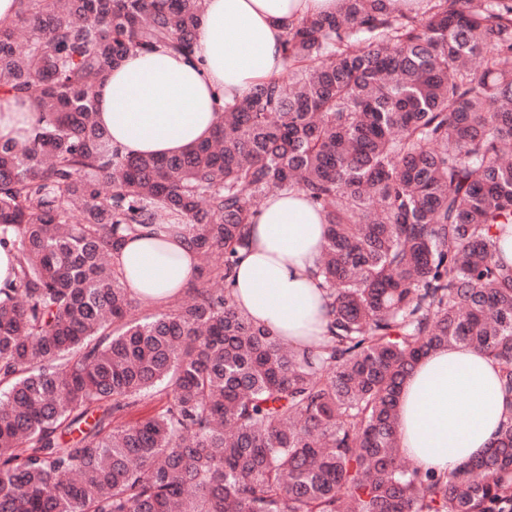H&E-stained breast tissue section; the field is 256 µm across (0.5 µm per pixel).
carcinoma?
Masks as SVG:
<instances>
[{
  "label": "carcinoma",
  "mask_w": 512,
  "mask_h": 512,
  "mask_svg": "<svg viewBox=\"0 0 512 512\" xmlns=\"http://www.w3.org/2000/svg\"><path fill=\"white\" fill-rule=\"evenodd\" d=\"M18 2L0 94L39 120L0 141V244L17 252L0 512H512V413L442 474L400 463L396 429L405 378L450 344L492 357L512 400V0H341L286 31L289 82H257L208 140L162 158L112 146L93 87L135 49L191 53L202 0ZM283 188L327 220L332 321L302 352L209 287ZM180 220L205 283L143 315L109 259Z\"/></svg>",
  "instance_id": "carcinoma-1"
}]
</instances>
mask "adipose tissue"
<instances>
[{"mask_svg": "<svg viewBox=\"0 0 512 512\" xmlns=\"http://www.w3.org/2000/svg\"><path fill=\"white\" fill-rule=\"evenodd\" d=\"M341 0H204L191 56L159 47L130 52L95 87L98 124L124 155L177 154L210 137L225 105L283 70L289 25L336 13ZM38 114L0 94V139H24ZM324 214L297 189L271 194L252 217V245L241 252L230 295L237 309L293 348L327 332L328 308L316 274ZM114 261L132 295L163 306L199 275L182 224H153L127 240ZM512 412L491 359L451 346L420 360L406 379L399 448L423 470L445 471L491 448Z\"/></svg>", "mask_w": 512, "mask_h": 512, "instance_id": "obj_1", "label": "adipose tissue"}]
</instances>
